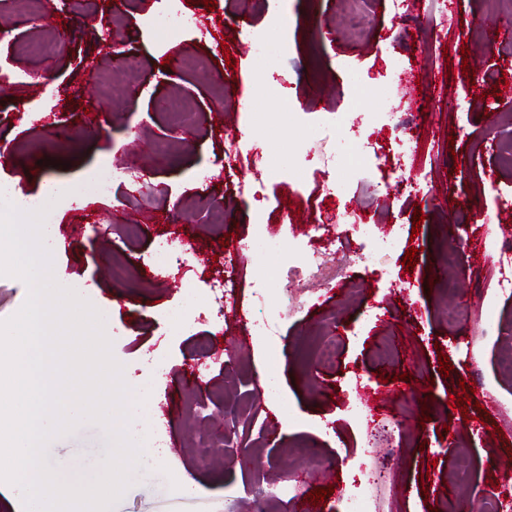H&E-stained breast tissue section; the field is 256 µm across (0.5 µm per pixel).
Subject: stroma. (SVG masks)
<instances>
[{
  "label": "stroma",
  "mask_w": 512,
  "mask_h": 512,
  "mask_svg": "<svg viewBox=\"0 0 512 512\" xmlns=\"http://www.w3.org/2000/svg\"><path fill=\"white\" fill-rule=\"evenodd\" d=\"M182 10L193 26L178 32L162 0H0V184L32 198L50 182L73 187L51 209L56 278L102 313L128 386L152 384L146 418L164 464L133 472L110 512H249L262 480L288 489L275 512H306L307 491L329 485L334 493L315 512H342L358 464L390 469L371 491L377 512H454L463 496L482 512L488 498L511 497L512 296L493 295L498 256L489 240L512 238V208H497L490 226L461 213L465 205L493 207L497 192L512 197V167L500 166L493 151L512 140V33L491 30L504 17L502 0H457L426 57L400 35L392 0H217L212 11L187 0ZM283 17L285 45L275 31ZM61 29L69 37L56 55L28 52L29 43ZM256 32L267 38L260 53L250 43ZM116 50L135 61L137 81L114 72ZM228 53L235 66H227ZM191 58L205 60L206 70L187 69ZM395 58L414 72L391 105L418 113L420 158L431 178L427 192L392 205L385 187L396 178L394 137L374 132L370 117ZM465 77L472 99L460 112L455 94ZM47 85L54 96H45ZM174 96L196 113L193 126L174 125L163 111ZM221 96L246 106L218 113ZM93 102L112 106L98 132L87 111ZM237 130L267 159L268 199L260 206L235 199L250 170L247 160L224 157L225 136ZM361 138L371 140L374 158L362 177L347 164ZM159 141L168 155L155 154ZM297 146L313 158L301 187L288 176ZM331 154L341 167L323 163ZM116 158L137 183L113 185L106 195L82 192L89 173ZM207 168L214 180L204 185L198 174ZM201 192L230 202L222 227L197 207ZM346 209L396 234L386 265L355 260L359 236L337 221ZM418 210L425 219L416 234ZM316 221L335 237L336 253L305 303L281 310L282 354L271 366L280 391L271 400L259 393L254 357L259 338L250 318L259 307L244 286L241 309L214 319L205 313L210 286L224 269L226 244L248 242L244 273L265 274L277 295ZM131 224L141 233L129 235ZM174 234L192 248L159 268L154 246ZM448 236L461 239L462 252L446 269L439 244ZM410 249L411 270L402 263ZM116 263L128 265L129 278H113ZM486 297L500 324L491 333L479 315ZM458 302L466 313L455 322L447 309ZM325 336L336 340V359L319 366L310 346ZM204 345L215 357L197 387L185 373ZM442 355L453 365L446 375ZM157 357L166 372H157ZM356 373L370 392L359 419L345 410L357 398L349 385ZM465 384L485 396L463 415L448 402ZM228 405L243 410L253 467L232 450L196 453L202 430L219 426ZM308 443L327 469L305 471ZM110 446L101 427L85 423L53 439L46 458L57 463L68 450L75 460L68 473L80 483L100 473ZM178 483L188 493H176Z\"/></svg>",
  "instance_id": "1"
}]
</instances>
